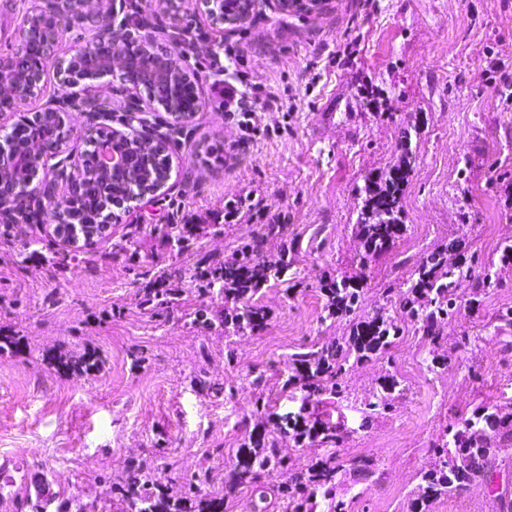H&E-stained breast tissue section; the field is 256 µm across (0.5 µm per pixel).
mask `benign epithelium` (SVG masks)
Returning <instances> with one entry per match:
<instances>
[{"mask_svg": "<svg viewBox=\"0 0 512 512\" xmlns=\"http://www.w3.org/2000/svg\"><path fill=\"white\" fill-rule=\"evenodd\" d=\"M84 0H30L20 36L23 40L36 39L41 44L42 60L56 59L55 71L58 85L70 89L75 85H93L108 77L116 80L131 91L128 108L144 111L139 104L138 94L146 87L159 84L163 94L147 97V108L162 110L169 116V122H184L186 114L180 111L178 99L184 84L191 80L188 72L174 59L157 54L154 43L155 32L141 27L135 40L142 48L140 77L128 80V65L124 58L120 35L127 25L116 21L115 7L103 15V27L97 29L90 51L74 52L68 57H56L58 34L64 24L76 19H86V11L80 8ZM245 9L233 19L241 23L261 7L275 8L280 12L301 5L300 0H244ZM44 66L19 70L11 57L0 58V112H20L24 105L41 94L45 84ZM84 104L70 96H56L41 109L47 116H54L59 122V138L50 148L34 143L29 145L30 153L25 181L33 199L57 213H64L70 207L74 196L79 194L85 181L81 165L69 151L71 137V116L74 112H85ZM132 137L130 133L115 131L108 140L94 143V161L99 173L110 175L112 171L126 165L125 154L119 152L116 143ZM489 484L495 488V497L502 499L512 495V477L504 478L493 473Z\"/></svg>", "mask_w": 512, "mask_h": 512, "instance_id": "7a95c632", "label": "benign epithelium"}]
</instances>
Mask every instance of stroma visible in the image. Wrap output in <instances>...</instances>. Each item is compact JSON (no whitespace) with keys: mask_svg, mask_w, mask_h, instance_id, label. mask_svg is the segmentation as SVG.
Returning a JSON list of instances; mask_svg holds the SVG:
<instances>
[{"mask_svg":"<svg viewBox=\"0 0 512 512\" xmlns=\"http://www.w3.org/2000/svg\"><path fill=\"white\" fill-rule=\"evenodd\" d=\"M150 14L166 31L164 46L189 31L178 61L197 75L203 104L187 140L170 148L164 195L120 211L79 265L48 226L19 224L0 237V334L26 337L0 356V484L14 492L0 512H15V498L38 486L47 512L66 499L115 512L112 477L137 456H163L175 472L232 462L255 425L246 416V375L264 372L277 413L297 410L282 391L289 354L350 333L349 321L321 322V279H362L360 313L368 316L384 289L403 284L434 249L453 243L487 265L498 263L500 242L512 241V0H320L312 13L268 8L231 30L210 25L191 0H157ZM228 44L242 70L278 99V108L252 116L261 136L245 138L224 110L219 60ZM405 141L414 159L401 201L406 230L361 264L358 189L397 161ZM245 199L259 209L242 207ZM236 202L238 216L225 221V205ZM272 221L287 224L295 250L288 273L258 296L270 312L260 334L230 346L222 331L185 325L183 310L214 305L190 285L168 322L138 307L144 271L172 261L155 225H192V248L179 257L189 266L200 255L224 263ZM132 231L141 242L133 261L123 250ZM33 235L40 252L23 257L21 243ZM499 273L501 287L464 293L444 333L468 335L471 344L447 365L408 375L407 361L431 348L409 324L387 356L350 368L345 399L324 394L310 403L311 418L349 433L336 495L352 512H410L443 427L481 406L512 405V330L494 321L512 307V264ZM87 348L102 356L101 371L64 374L44 359ZM133 348L148 356L138 369L127 356ZM198 369L238 386V400L191 386ZM389 373L404 376L407 394L392 412L366 418ZM359 460L377 465V475L358 471ZM59 470L64 480H56Z\"/></svg>","mask_w":512,"mask_h":512,"instance_id":"obj_1","label":"stroma"}]
</instances>
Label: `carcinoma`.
<instances>
[{
  "instance_id": "1",
  "label": "carcinoma",
  "mask_w": 512,
  "mask_h": 512,
  "mask_svg": "<svg viewBox=\"0 0 512 512\" xmlns=\"http://www.w3.org/2000/svg\"><path fill=\"white\" fill-rule=\"evenodd\" d=\"M18 134L12 137L9 152L13 156L25 153L27 141H46L56 136L57 125L51 118L37 115L20 116L12 127ZM127 147L148 155L150 164L133 184L123 176L86 182L77 202L65 214L56 218L63 228L77 224L85 229L99 228L110 223L112 199L140 195L153 190L157 181L166 177L170 157L154 143V136L136 133ZM412 170L409 152L378 176L368 179L360 188V209L356 230L365 246L361 260L391 249L401 235V199ZM15 191L17 204L11 208L12 223L3 225L1 235L13 232L14 224L29 223L38 215L23 201L24 174L17 161L4 171ZM191 224H164L155 228L167 250L176 255L189 247L193 236ZM284 224H263L259 236L239 249L236 259L214 266L200 258L188 268L167 265L156 269L145 288L137 294V305L152 316L165 320L173 309L181 307L183 289L175 284L190 279L196 291L224 301V309L215 312L204 308L184 315L185 323L196 328L221 326L224 335L253 333L263 329L269 311L256 303L255 296L270 282L290 269L288 249L282 248L268 257L260 253L267 240L281 239ZM406 290L399 294L401 314L393 316L381 308L364 319H357L363 286L360 283L328 280L320 284L324 303L321 321L350 319L349 335L328 343H315L287 358L282 388L299 390L306 400L321 394L335 398L346 395L345 375L352 363L385 356L403 332L398 318L419 326L433 346L444 342L441 327L460 309L459 290L468 286L478 293L501 286L495 264L474 274L467 262L448 257V247L433 250L418 262L405 282ZM52 365L73 374L87 373L99 367L96 353L78 357H56ZM252 389L248 402L250 415L263 429L248 433L240 443L234 461L221 472L200 466L190 473L175 477L165 474L167 465L162 458L148 455L132 458L124 470L112 478L113 498L120 502L122 512H224V498L242 488L260 492L267 481L277 479L276 490L283 512H316L324 504L327 512H348V504L336 499L337 477L341 464L336 447L347 438V432L332 422L311 419L305 412L279 415L270 410V401L263 387V375L247 379ZM387 396L369 404L373 414L381 415L392 409L388 396L403 394L404 387L396 375L384 376ZM289 436L297 443L316 444L330 449L305 470H294L288 457L282 454L280 440ZM464 460V466L448 464L451 456ZM512 457V411L498 406H481L464 419L456 430H443L429 448L428 467L418 474L413 492L412 512H427L429 503L459 494L474 485L488 483V473L497 465L499 456ZM221 483V491L205 493V489Z\"/></svg>"
}]
</instances>
